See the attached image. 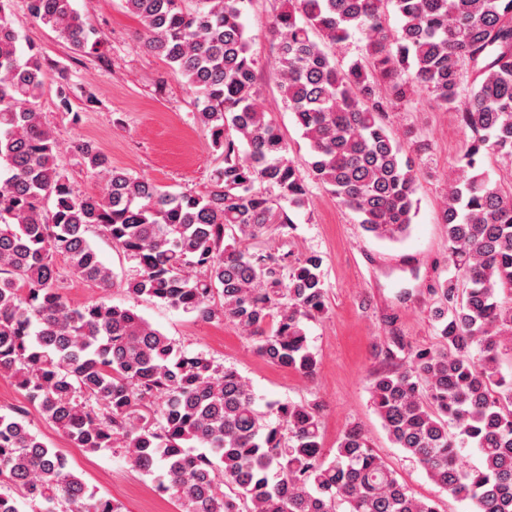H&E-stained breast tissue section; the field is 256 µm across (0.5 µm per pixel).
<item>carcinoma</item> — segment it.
I'll return each mask as SVG.
<instances>
[{
	"instance_id": "obj_1",
	"label": "carcinoma",
	"mask_w": 512,
	"mask_h": 512,
	"mask_svg": "<svg viewBox=\"0 0 512 512\" xmlns=\"http://www.w3.org/2000/svg\"><path fill=\"white\" fill-rule=\"evenodd\" d=\"M0 0V374L44 418L89 453L124 449L180 512H437L416 498L358 425L332 454L322 445L320 406H256L236 368L189 353L132 307L103 299L73 307L55 259L73 277L114 286L204 321H229L268 363L315 374L307 323L328 310L323 259L288 266L250 244L271 224L293 223L308 204L306 178L353 211L380 239L405 235L415 215L416 161L404 153L387 112L423 88L458 113L471 145L442 207L448 244L464 283L440 285L439 347L401 363L398 339L369 393L388 437L425 474L475 512H512V187L479 170L477 156L512 157V0H281L269 33L271 75L309 147L304 163L259 104L257 61L242 22L244 0H125L163 59L197 98L194 120L223 157L202 193L172 192L74 145L100 180L75 194L56 162L59 144L39 101L50 79L40 47L22 42ZM28 13L73 52L100 42L73 0H25ZM399 26H390V13ZM364 42L347 66L336 48ZM95 229L138 265L117 280L88 238ZM471 448L479 464L465 466ZM0 512H19L13 492L39 512H119L99 498L24 423L0 414ZM229 488L232 494L224 492Z\"/></svg>"
}]
</instances>
